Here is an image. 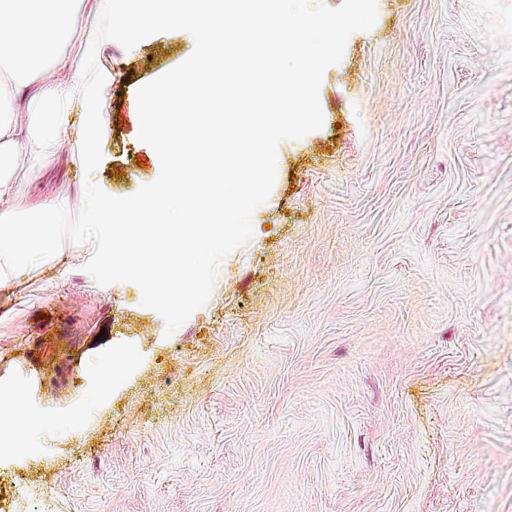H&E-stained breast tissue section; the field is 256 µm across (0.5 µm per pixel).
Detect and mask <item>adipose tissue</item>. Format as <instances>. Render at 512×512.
Masks as SVG:
<instances>
[{
    "label": "adipose tissue",
    "mask_w": 512,
    "mask_h": 512,
    "mask_svg": "<svg viewBox=\"0 0 512 512\" xmlns=\"http://www.w3.org/2000/svg\"><path fill=\"white\" fill-rule=\"evenodd\" d=\"M69 2L0 0V59L13 60L22 43L45 52L67 42L74 25ZM106 84V75L92 71L89 62L75 64L58 54L36 77L15 81L12 98H24L27 105L13 110L9 118L0 117V288L15 287L16 266L33 267L53 258L56 205L43 203L38 226L15 223L18 184L56 157L71 137H78L85 159H93L111 106ZM77 101L84 108L78 130L70 122Z\"/></svg>",
    "instance_id": "ef3b65f1"
}]
</instances>
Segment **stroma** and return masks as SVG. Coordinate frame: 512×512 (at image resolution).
Returning <instances> with one entry per match:
<instances>
[{"label": "stroma", "instance_id": "stroma-1", "mask_svg": "<svg viewBox=\"0 0 512 512\" xmlns=\"http://www.w3.org/2000/svg\"><path fill=\"white\" fill-rule=\"evenodd\" d=\"M377 9L174 332L138 285L85 272L89 243L0 288V392L42 452L0 454V512H512V0ZM194 48L100 42L101 160L62 151L17 222L62 186L75 214L86 180L154 182L137 91Z\"/></svg>", "mask_w": 512, "mask_h": 512}]
</instances>
